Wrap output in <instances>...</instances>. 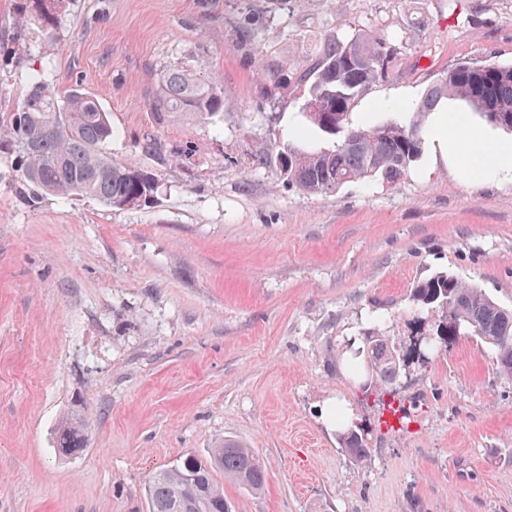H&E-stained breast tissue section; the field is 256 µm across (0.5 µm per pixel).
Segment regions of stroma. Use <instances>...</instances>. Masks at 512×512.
Wrapping results in <instances>:
<instances>
[{
    "mask_svg": "<svg viewBox=\"0 0 512 512\" xmlns=\"http://www.w3.org/2000/svg\"><path fill=\"white\" fill-rule=\"evenodd\" d=\"M15 9L0 0V116L44 70L111 112L106 152L157 188L124 209L45 196L0 149V512H148L156 471L227 437L267 467L261 492L225 483L236 512H512V377L468 334L418 357L446 311L413 300L444 272L512 308V175L427 145L399 181L324 197L277 167L287 144L335 143L302 115L325 42L395 46L350 123L406 121L449 67L512 63V0H65L51 52ZM175 66L215 77L223 111L157 120ZM148 134L164 154L141 150ZM374 330L407 353L386 389L346 369ZM389 398L408 427H381ZM340 412L367 433L364 463L339 443ZM74 415L87 442L64 455ZM57 447L63 454L81 451L86 443V427L80 417L63 420L57 429Z\"/></svg>",
    "mask_w": 512,
    "mask_h": 512,
    "instance_id": "stroma-1",
    "label": "stroma"
}]
</instances>
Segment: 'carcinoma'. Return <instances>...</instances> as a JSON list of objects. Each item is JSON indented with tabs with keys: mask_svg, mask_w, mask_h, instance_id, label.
I'll return each instance as SVG.
<instances>
[{
	"mask_svg": "<svg viewBox=\"0 0 512 512\" xmlns=\"http://www.w3.org/2000/svg\"><path fill=\"white\" fill-rule=\"evenodd\" d=\"M63 0H23L16 11L17 28L35 20L50 32L57 26ZM395 49L381 39L357 35L348 42L328 41L301 81L309 84L305 116L327 135H342L332 149L288 145L277 157L280 173L300 190L327 195L350 182L382 177L399 180L423 151L426 116L444 100H457L487 124L512 133V64L494 61L461 63L431 86L413 109V119L364 127L349 126V109L359 95L388 74ZM224 107V92L215 78L173 68L163 79L154 102L158 118L170 112L213 115ZM112 115L77 89L61 97L37 80L18 112L0 119V145L18 153V182L53 196H91L114 208L146 202L156 180L132 163L112 161L102 146L112 139ZM414 300L422 306L447 308L448 321L435 336L444 340L469 332L491 345L500 372L512 376V309L497 303L483 288L437 273L416 286ZM366 360L349 370L363 385L396 381L404 351L386 336L364 337ZM339 442L350 459L370 456L356 425L340 422ZM86 427L79 417L63 420L57 447L63 454L81 451ZM249 492L261 490L265 464L237 440L226 439L205 459L191 457L154 473L148 483L149 512H233L216 473Z\"/></svg>",
	"mask_w": 512,
	"mask_h": 512,
	"instance_id": "cac0c4a2",
	"label": "carcinoma"
}]
</instances>
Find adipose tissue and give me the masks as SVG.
Instances as JSON below:
<instances>
[{"instance_id": "adipose-tissue-1", "label": "adipose tissue", "mask_w": 512, "mask_h": 512, "mask_svg": "<svg viewBox=\"0 0 512 512\" xmlns=\"http://www.w3.org/2000/svg\"><path fill=\"white\" fill-rule=\"evenodd\" d=\"M467 118L463 113L447 115L444 112L434 113L430 123L429 133L432 137L435 152L440 156H447L448 152H455L457 158L463 159L466 167L481 174H509L512 173V140L496 142L489 152L474 153L466 145H457L456 149H449V131L453 128L466 126Z\"/></svg>"}]
</instances>
